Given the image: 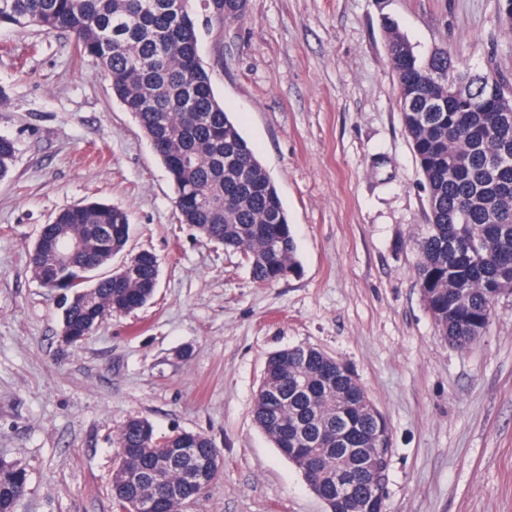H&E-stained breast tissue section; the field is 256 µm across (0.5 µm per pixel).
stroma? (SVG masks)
I'll list each match as a JSON object with an SVG mask.
<instances>
[{"label": "stroma", "mask_w": 512, "mask_h": 512, "mask_svg": "<svg viewBox=\"0 0 512 512\" xmlns=\"http://www.w3.org/2000/svg\"><path fill=\"white\" fill-rule=\"evenodd\" d=\"M216 97L275 183L298 274L253 281L239 253L181 223L174 186L134 116L72 41L0 26V458L24 464L16 512H112L116 436L131 417L200 432L218 482L180 512H326L255 424L268 357L309 344L353 370L385 415L387 512H512V296L459 349L419 291L426 190L404 131L387 24L425 55L512 75L499 0H247L219 23L195 4ZM125 208L160 262L143 308L65 345L56 294L27 248L79 203Z\"/></svg>", "instance_id": "stroma-1"}]
</instances>
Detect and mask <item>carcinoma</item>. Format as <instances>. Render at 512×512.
I'll return each instance as SVG.
<instances>
[{"mask_svg": "<svg viewBox=\"0 0 512 512\" xmlns=\"http://www.w3.org/2000/svg\"><path fill=\"white\" fill-rule=\"evenodd\" d=\"M3 1L0 26L64 34L79 57L92 59L167 170L183 223L240 253L259 284L297 273L288 214L254 148L215 97L199 56L191 0ZM204 2L221 23L242 15L239 0ZM388 61L430 213L416 241L415 278L439 335L467 348L485 335L499 300L512 295V125H499L502 111H512V77L494 70L473 74L446 51L422 57L394 28ZM14 156L13 140L0 136V180ZM129 235L128 212L102 202L74 205L45 225L38 238L43 246L64 238L86 241L55 272L67 289L62 323L68 335L83 336L126 313L131 289L143 306L153 298L159 264L149 251L109 276L97 275ZM253 417L277 448H313L316 436L328 435L314 477L329 512H336L337 472L359 474L355 498L368 492L358 449L391 447L385 416L350 367L311 345L268 358ZM118 447L114 512H133L146 495L158 499V512H178L215 484L222 468L206 435L159 436L141 418L124 423ZM201 455L216 457L214 467L190 484ZM172 488L181 495L170 500ZM27 493L25 466L0 460V512H16Z\"/></svg>", "mask_w": 512, "mask_h": 512, "instance_id": "1", "label": "carcinoma"}]
</instances>
